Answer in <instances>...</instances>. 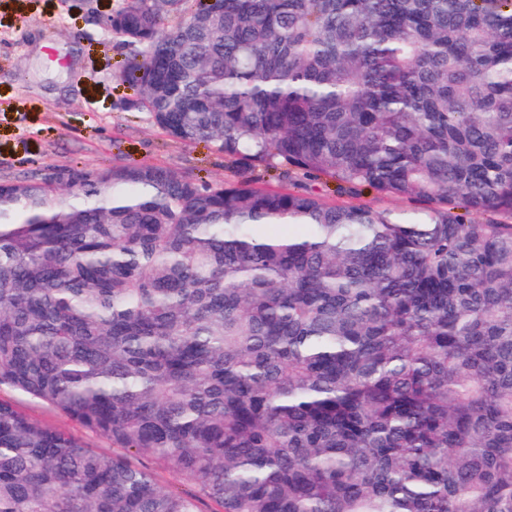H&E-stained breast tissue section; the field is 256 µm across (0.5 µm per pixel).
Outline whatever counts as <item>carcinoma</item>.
Instances as JSON below:
<instances>
[{
    "label": "carcinoma",
    "instance_id": "obj_1",
    "mask_svg": "<svg viewBox=\"0 0 512 512\" xmlns=\"http://www.w3.org/2000/svg\"><path fill=\"white\" fill-rule=\"evenodd\" d=\"M112 36L237 179L1 183L0 384L223 512H512V0H120ZM0 512L197 510L0 402ZM255 178L259 185L271 187L284 186L287 188L295 186V190L308 191L329 204H367L378 210H390L396 213H407L422 207L406 199L368 191L363 192L359 196L338 194L333 185H325L321 180L307 179L302 176L294 178L295 181L280 182L276 178L258 171L255 173ZM292 183H295V185H292ZM129 460L133 465L148 469L161 487L173 490L184 497L196 500L198 512H222V507L214 500L199 494L194 483L186 481L176 470L169 468L154 459L131 456Z\"/></svg>",
    "mask_w": 512,
    "mask_h": 512
}]
</instances>
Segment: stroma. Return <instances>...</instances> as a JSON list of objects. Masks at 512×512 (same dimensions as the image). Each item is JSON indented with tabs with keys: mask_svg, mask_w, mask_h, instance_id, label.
<instances>
[{
	"mask_svg": "<svg viewBox=\"0 0 512 512\" xmlns=\"http://www.w3.org/2000/svg\"><path fill=\"white\" fill-rule=\"evenodd\" d=\"M118 2L0 0V182L132 162L211 181L235 180V166L215 147L173 139L147 113L126 107L134 92L119 74L129 50L103 26ZM295 187L330 204H367L397 213L414 209L391 195L339 194L310 178H296ZM0 400L89 447L112 449L105 437L8 385H0ZM131 462L148 469L161 487L195 499L197 512H222L176 470L138 456Z\"/></svg>",
	"mask_w": 512,
	"mask_h": 512,
	"instance_id": "obj_1",
	"label": "stroma"
}]
</instances>
